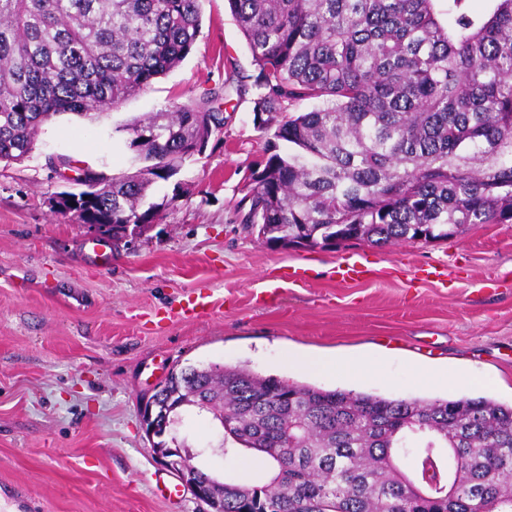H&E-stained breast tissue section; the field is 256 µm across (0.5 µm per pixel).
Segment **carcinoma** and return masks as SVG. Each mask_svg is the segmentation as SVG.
Segmentation results:
<instances>
[{"label": "carcinoma", "instance_id": "cac0c4a2", "mask_svg": "<svg viewBox=\"0 0 512 512\" xmlns=\"http://www.w3.org/2000/svg\"><path fill=\"white\" fill-rule=\"evenodd\" d=\"M202 0H0V160L20 161L42 125L116 108L177 67ZM228 0L251 51L254 122L271 134L243 181L240 223L309 250L384 248L512 224V0ZM310 104L305 112L290 108ZM224 90L134 120L135 171L86 169L77 224L152 223L151 200L196 142L223 125ZM163 400L180 420L205 402L224 438L268 456L266 482L224 483V512L260 495L273 512H512V405L324 390L244 367H187ZM447 449L420 497L402 464Z\"/></svg>", "mask_w": 512, "mask_h": 512}]
</instances>
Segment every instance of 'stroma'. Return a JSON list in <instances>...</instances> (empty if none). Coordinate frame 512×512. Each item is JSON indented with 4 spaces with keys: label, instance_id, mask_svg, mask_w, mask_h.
<instances>
[{
    "label": "stroma",
    "instance_id": "1",
    "mask_svg": "<svg viewBox=\"0 0 512 512\" xmlns=\"http://www.w3.org/2000/svg\"><path fill=\"white\" fill-rule=\"evenodd\" d=\"M251 52L227 0H202L191 53L119 107L67 115L42 127L22 163H0V512H202L140 427L145 394L172 368L242 366L319 388L388 398L488 397L512 403V224H478L445 242L332 251L276 249L245 232L244 176L269 137L252 122ZM224 90V131L184 163L185 192L150 230L95 260L87 228L53 209L67 182L51 155L112 175L129 169L125 127L171 102ZM176 181V182H177ZM351 256L367 279L337 282ZM304 281L289 280L291 269ZM196 292L212 306L181 309ZM374 363L349 383L306 371L289 353ZM204 449L198 465L240 484L267 471L247 450L208 453L221 429L192 412L179 428Z\"/></svg>",
    "mask_w": 512,
    "mask_h": 512
}]
</instances>
